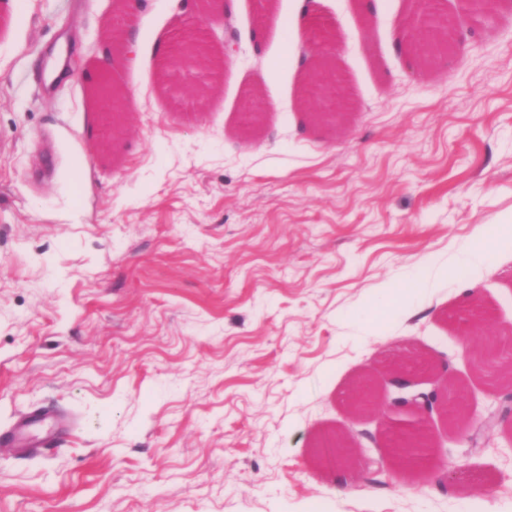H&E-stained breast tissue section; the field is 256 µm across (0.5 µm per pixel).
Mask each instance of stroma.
I'll use <instances>...</instances> for the list:
<instances>
[{
  "instance_id": "stroma-1",
  "label": "stroma",
  "mask_w": 512,
  "mask_h": 512,
  "mask_svg": "<svg viewBox=\"0 0 512 512\" xmlns=\"http://www.w3.org/2000/svg\"><path fill=\"white\" fill-rule=\"evenodd\" d=\"M300 7L236 0L203 22L195 0H0V434L34 411L67 425L0 446V512H512V426L432 417L444 465L406 472L383 413L344 411L361 370L399 359L409 386L388 397L449 377L472 412L512 409L470 359L483 320L512 332V244L456 264L512 212V5L478 28L446 0L461 48L422 69L396 44L408 0H321L352 104L337 127L301 102ZM201 30L215 89L197 103L161 74ZM104 70L128 92L106 152ZM448 263L370 314L384 282ZM341 426L356 468L315 467L314 437Z\"/></svg>"
}]
</instances>
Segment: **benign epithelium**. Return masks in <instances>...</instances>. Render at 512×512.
Returning a JSON list of instances; mask_svg holds the SVG:
<instances>
[{
	"label": "benign epithelium",
	"mask_w": 512,
	"mask_h": 512,
	"mask_svg": "<svg viewBox=\"0 0 512 512\" xmlns=\"http://www.w3.org/2000/svg\"><path fill=\"white\" fill-rule=\"evenodd\" d=\"M414 9L403 21L406 41L414 54L424 64H428L443 54L457 50V43L451 23L435 0H411ZM462 11L471 15L475 25L480 26L486 20V0H457ZM309 52L322 57L321 63L309 75L304 88L303 98L313 104L316 98L310 95L311 88L321 91L331 86L335 89L330 105L314 107L311 117L314 121L331 122L349 110L350 101L342 88V79L336 68L328 60L325 42L321 39L310 41ZM172 68L166 76L170 88L179 95L197 97L205 90V77L200 69L210 67L207 38L190 34L182 37L172 56ZM95 92L100 103V111L109 117V124L117 127V121L123 112V92L116 88L108 76L102 74L95 83ZM484 339L473 351L475 368L493 388L512 386V338L494 329L485 322ZM382 406L373 382V372L368 370L355 382L349 396L350 413L359 417L377 411ZM437 412L445 417L449 425L464 432L470 427L490 429L498 421L497 415L489 414L479 418L467 407L464 391L448 385L446 395L418 392L397 402V409L389 420L385 436V447L399 464L415 467L420 461L429 462L437 456L427 427V416ZM331 449L329 468H345L352 464L360 452L355 435L346 430L330 433L322 437L314 448L315 459L324 462V450Z\"/></svg>",
	"instance_id": "1"
}]
</instances>
